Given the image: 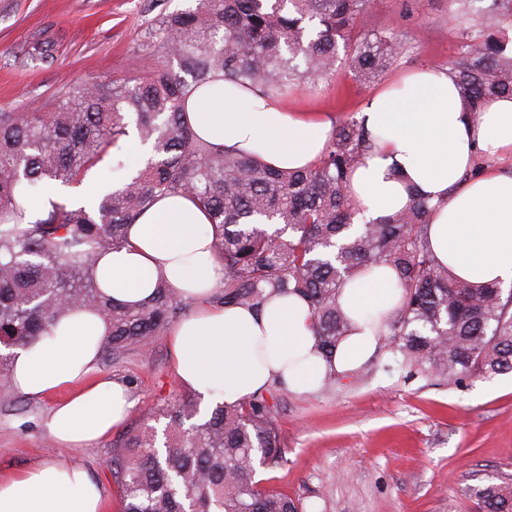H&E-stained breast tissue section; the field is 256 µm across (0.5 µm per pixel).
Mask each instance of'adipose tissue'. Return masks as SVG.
Here are the masks:
<instances>
[{
	"instance_id": "1",
	"label": "adipose tissue",
	"mask_w": 512,
	"mask_h": 512,
	"mask_svg": "<svg viewBox=\"0 0 512 512\" xmlns=\"http://www.w3.org/2000/svg\"><path fill=\"white\" fill-rule=\"evenodd\" d=\"M362 114L375 146L352 176L351 195L364 217L383 219L426 198L434 206L429 240L436 260L473 285L512 284V99L489 101L472 123L447 70L426 65L405 78L403 89L374 92ZM186 117L209 143L260 154L277 169L312 165L331 132L323 112L294 109L221 80L189 98ZM479 148L500 164L465 179ZM127 239L98 263L102 292L136 304L162 279L186 297L193 308L169 340L175 375L186 388L228 405L274 381L307 393L328 370L344 375L359 368L383 342L375 317L393 311L401 298L387 265L342 288L339 302L351 326L327 358L311 331L310 308L298 296L272 297L259 312L211 303L224 285V259L194 198H160L128 226ZM107 330L102 317L76 311L16 352L9 377L15 390L35 399L73 390L47 421L60 445L80 448L107 437L132 406L122 382L97 374ZM0 512H107V503L82 464L48 460L0 478Z\"/></svg>"
}]
</instances>
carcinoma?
<instances>
[{
  "instance_id": "1",
  "label": "carcinoma",
  "mask_w": 512,
  "mask_h": 512,
  "mask_svg": "<svg viewBox=\"0 0 512 512\" xmlns=\"http://www.w3.org/2000/svg\"><path fill=\"white\" fill-rule=\"evenodd\" d=\"M369 0H197L166 14L157 35L166 63L122 84L88 81L48 111L0 112V406L13 350L34 343L70 310L103 316L102 358L119 363L148 348L190 304L159 281L141 304L119 303L96 281L100 257L126 243V227L169 194H188L207 211L224 258V287L209 302L259 311L273 294L311 308L312 331L333 353L350 327L338 294L379 265L397 273L402 301L384 316V337L399 366L449 385L512 372V287L458 281L435 259L425 198L380 221L357 223L351 177L374 136L359 113L333 127L319 160L299 170L268 166L256 154L214 147L185 118V102L216 78L280 96L316 85L344 62L359 80L387 70L403 51L399 35L370 24ZM460 50L448 69L472 122L483 105L512 96V53L503 24L512 0H448ZM135 133L152 155L90 205L49 197L24 221L18 203L39 188L82 183ZM198 397L157 409L165 442L144 423L114 445L109 469L122 512H308L266 489L257 470L284 454L275 405L258 393L216 403L195 420ZM478 512H512V486L471 489Z\"/></svg>"
}]
</instances>
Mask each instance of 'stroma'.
<instances>
[{
	"mask_svg": "<svg viewBox=\"0 0 512 512\" xmlns=\"http://www.w3.org/2000/svg\"><path fill=\"white\" fill-rule=\"evenodd\" d=\"M196 0H0V112L50 108L88 80L123 81L160 61L153 32L167 13ZM374 26L397 32L405 50L363 83L345 65L317 88L299 87L290 104L332 119L361 110L377 89L423 65L449 66L458 46L448 0H375ZM51 40L49 56L35 55ZM125 383L132 407L111 436L84 448L57 447L46 421L56 400L18 396L0 407V476L52 459L82 463L97 479L109 512L121 496L107 467L116 440L146 422L184 388L175 379L167 337L122 363L101 362ZM285 455L261 470L263 486L302 499L314 512H470V490L512 481V375L446 386L408 377L392 356L371 363L330 391L286 392L277 399Z\"/></svg>",
	"mask_w": 512,
	"mask_h": 512,
	"instance_id": "stroma-1",
	"label": "stroma"
}]
</instances>
